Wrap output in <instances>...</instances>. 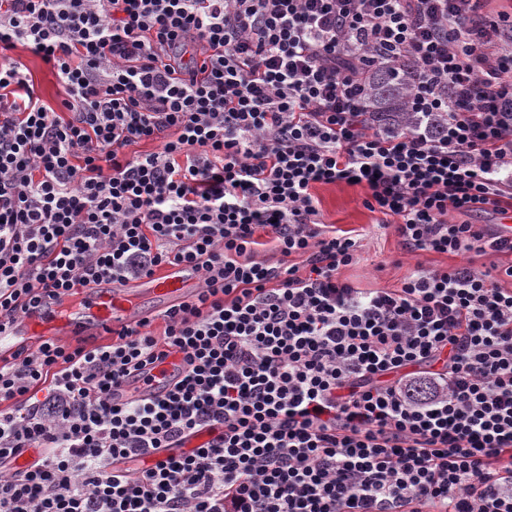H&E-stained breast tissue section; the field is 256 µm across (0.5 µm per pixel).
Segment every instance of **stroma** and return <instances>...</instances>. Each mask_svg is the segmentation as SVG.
<instances>
[{"label": "stroma", "mask_w": 512, "mask_h": 512, "mask_svg": "<svg viewBox=\"0 0 512 512\" xmlns=\"http://www.w3.org/2000/svg\"><path fill=\"white\" fill-rule=\"evenodd\" d=\"M11 56L23 64L43 101L53 109H60L65 90L50 66L22 44L12 50ZM315 195L323 222L356 231L358 235L357 261L344 269L342 276L359 287H397L418 266L446 269L468 260L483 270L491 261L490 256L477 253L466 258L426 251L407 253L393 227L387 226L385 216L365 207L366 191L362 187L345 183L320 185Z\"/></svg>", "instance_id": "stroma-1"}]
</instances>
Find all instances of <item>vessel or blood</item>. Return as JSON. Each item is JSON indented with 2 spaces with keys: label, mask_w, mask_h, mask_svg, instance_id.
I'll return each instance as SVG.
<instances>
[{
  "label": "vessel or blood",
  "mask_w": 512,
  "mask_h": 512,
  "mask_svg": "<svg viewBox=\"0 0 512 512\" xmlns=\"http://www.w3.org/2000/svg\"><path fill=\"white\" fill-rule=\"evenodd\" d=\"M198 284L197 272L185 264L169 265L153 276L122 285L103 282L88 290L67 317L58 316L57 306L44 305L0 330V354L10 355L18 347L35 344L40 337L98 336L122 329L145 319L149 309L164 310L188 302ZM178 364V358L171 357L147 366L115 392L114 402H123L133 390L166 392L179 374Z\"/></svg>",
  "instance_id": "b4317fda"
}]
</instances>
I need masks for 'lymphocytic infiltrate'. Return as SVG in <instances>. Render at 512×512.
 <instances>
[{"label":"lymphocytic infiltrate","instance_id":"lymphocytic-infiltrate-1","mask_svg":"<svg viewBox=\"0 0 512 512\" xmlns=\"http://www.w3.org/2000/svg\"><path fill=\"white\" fill-rule=\"evenodd\" d=\"M483 2L0 0V324L201 277L161 333L0 360V512H512V248L467 220L512 210V15ZM369 64L442 126L370 121ZM336 182L408 252L495 260L355 287ZM171 356L170 391L113 404ZM9 55L24 65V72L28 73L33 80L43 101L53 109H61V101L66 97L65 90L50 66L23 44H18L16 49L9 52Z\"/></svg>","mask_w":512,"mask_h":512}]
</instances>
